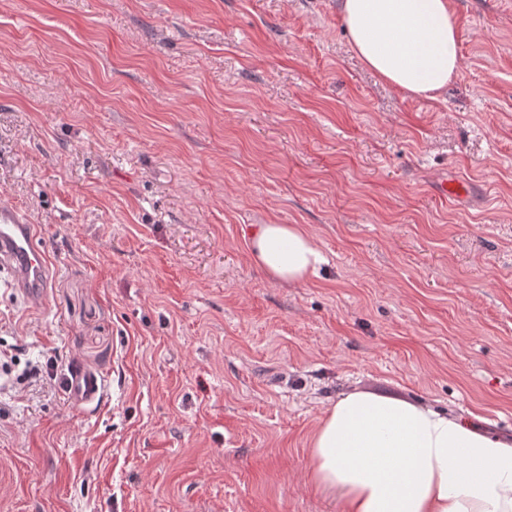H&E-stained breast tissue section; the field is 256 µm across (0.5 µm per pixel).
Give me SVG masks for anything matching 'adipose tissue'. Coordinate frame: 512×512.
Masks as SVG:
<instances>
[{"label": "adipose tissue", "mask_w": 512, "mask_h": 512, "mask_svg": "<svg viewBox=\"0 0 512 512\" xmlns=\"http://www.w3.org/2000/svg\"><path fill=\"white\" fill-rule=\"evenodd\" d=\"M364 65L405 94L438 99L460 70L450 0H338ZM252 260L299 284L324 261L298 224H260ZM312 478L338 512H512V437L369 390L342 393L311 440Z\"/></svg>", "instance_id": "1"}]
</instances>
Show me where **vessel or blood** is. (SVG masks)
I'll return each mask as SVG.
<instances>
[{"mask_svg":"<svg viewBox=\"0 0 512 512\" xmlns=\"http://www.w3.org/2000/svg\"><path fill=\"white\" fill-rule=\"evenodd\" d=\"M32 307H41L50 279L51 262L38 245L33 224L10 198L0 195V274ZM71 400L88 404L98 400L105 389L101 374L84 369L70 372L66 381Z\"/></svg>","mask_w":512,"mask_h":512,"instance_id":"1","label":"vessel or blood"}]
</instances>
